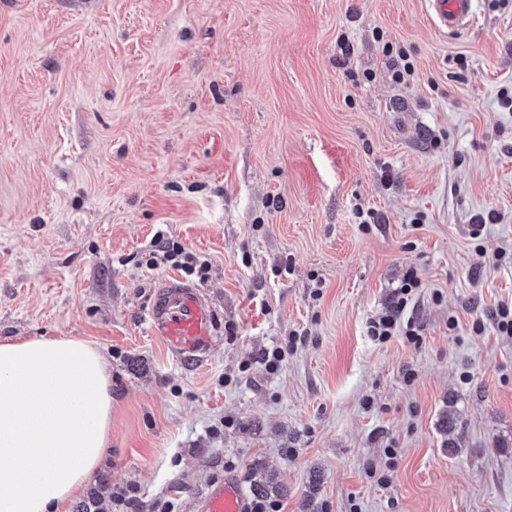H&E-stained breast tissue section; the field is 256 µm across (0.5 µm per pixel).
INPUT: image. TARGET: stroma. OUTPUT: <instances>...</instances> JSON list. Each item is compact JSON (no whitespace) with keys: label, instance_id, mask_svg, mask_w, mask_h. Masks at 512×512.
Segmentation results:
<instances>
[{"label":"stroma","instance_id":"35a3bbf8","mask_svg":"<svg viewBox=\"0 0 512 512\" xmlns=\"http://www.w3.org/2000/svg\"><path fill=\"white\" fill-rule=\"evenodd\" d=\"M504 92L512 0L447 32L426 0H0V341L108 360L80 500L196 512L231 474L283 512H512ZM159 230L210 264L193 360L147 321L181 275L145 268ZM410 273L420 343L373 341ZM139 504V488L137 485L126 484L125 486L112 487L107 482H104L101 491H95L87 501L80 502L76 506L75 511L138 512L133 509H136Z\"/></svg>","mask_w":512,"mask_h":512}]
</instances>
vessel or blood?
Segmentation results:
<instances>
[{
  "instance_id": "1",
  "label": "vessel or blood",
  "mask_w": 512,
  "mask_h": 512,
  "mask_svg": "<svg viewBox=\"0 0 512 512\" xmlns=\"http://www.w3.org/2000/svg\"><path fill=\"white\" fill-rule=\"evenodd\" d=\"M475 0H428L432 20L442 30L453 31L471 21ZM152 332L182 358L204 353L213 330L212 307L193 285L166 281L155 293L148 311ZM197 512H246L245 493L234 476L211 483L196 501Z\"/></svg>"
}]
</instances>
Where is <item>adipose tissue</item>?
Returning a JSON list of instances; mask_svg holds the SVG:
<instances>
[{
    "mask_svg": "<svg viewBox=\"0 0 512 512\" xmlns=\"http://www.w3.org/2000/svg\"><path fill=\"white\" fill-rule=\"evenodd\" d=\"M111 431L99 349L68 336L0 342V512H61L97 471Z\"/></svg>",
    "mask_w": 512,
    "mask_h": 512,
    "instance_id": "ef3b65f1",
    "label": "adipose tissue"
}]
</instances>
